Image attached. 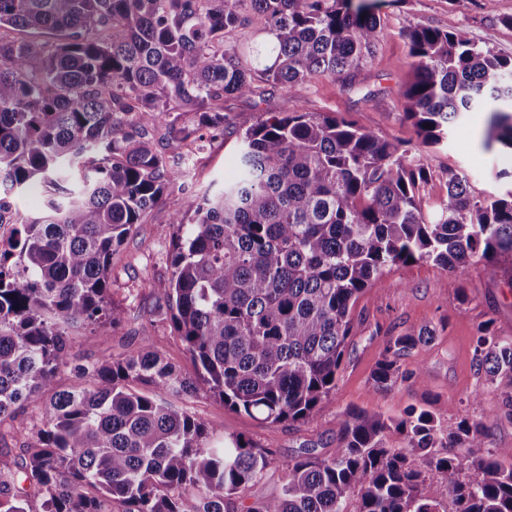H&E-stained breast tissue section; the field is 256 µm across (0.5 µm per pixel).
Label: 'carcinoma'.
<instances>
[{"label": "carcinoma", "mask_w": 512, "mask_h": 512, "mask_svg": "<svg viewBox=\"0 0 512 512\" xmlns=\"http://www.w3.org/2000/svg\"><path fill=\"white\" fill-rule=\"evenodd\" d=\"M251 25L259 38L227 40ZM2 29L51 36L0 37V420L51 394L22 464L42 512H447L422 492L428 471L452 512H512V447L463 463L459 449L487 448L489 435L468 417L442 427L448 408L434 403L397 423L402 448L386 445L387 421L347 411L334 453L288 460L281 496L246 505L239 493L270 452L168 399L200 381L250 416L305 420L336 388L359 295L388 269L477 258L493 274L512 258V189L477 195L450 168L444 197L426 208L421 194L433 176L422 148L447 142L467 112L487 113L484 149H512V57L465 28L409 27L410 146L294 103L320 76L353 81L376 53L386 32L371 0H0ZM278 92L281 111L245 129L225 107ZM219 137L237 141V176L172 214L168 291L151 310L195 377L145 344L56 389L70 328L124 322L112 252ZM35 187L45 209L26 216L14 201ZM433 336L392 337L374 385L425 384L401 360ZM475 352L488 382L507 381L512 420V340L484 324ZM11 491L0 478V512H29Z\"/></svg>", "instance_id": "cac0c4a2"}]
</instances>
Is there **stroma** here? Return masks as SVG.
<instances>
[{
	"instance_id": "35a3bbf8",
	"label": "stroma",
	"mask_w": 512,
	"mask_h": 512,
	"mask_svg": "<svg viewBox=\"0 0 512 512\" xmlns=\"http://www.w3.org/2000/svg\"><path fill=\"white\" fill-rule=\"evenodd\" d=\"M376 13L387 32L376 55L363 65L352 85L319 78L300 88L296 103L305 112H335L350 117L370 131L417 144L411 122L403 116L402 92L412 76V60L403 31L421 23L441 29L466 27L479 45L512 57V27L502 19L512 15V0H375ZM485 116L471 113L459 121L442 147L425 149L434 174L423 190L425 204L445 192V172H464L475 192L498 194L512 189V149L495 146L483 150L476 137ZM235 139L206 143L195 157V166L154 208L112 256L110 297L125 313L121 329L84 326L70 334L69 364L57 377V386L68 389L78 377L75 366L124 356L142 340L185 374H193L190 356L172 335L168 323L153 320L149 310L165 292L171 269L168 253L174 210L188 206L205 192L232 180L229 159L236 152ZM497 273L489 275L484 262L473 261L460 274L463 294L445 288L447 271L430 262L392 267L383 284L364 290L353 309L354 330L336 377V388L312 417L300 423L270 424L224 406L206 386L182 400L206 422L223 425L225 432L242 435L252 445L272 449L278 462L244 493L247 501L273 498L281 493L283 472L279 461L303 449L331 451L338 446L339 420L349 410H362L389 421L385 434L389 447L405 444L396 426L410 409L426 407L436 399L447 405L441 418L455 426L461 416L481 423L490 434V447H512V421L501 409L495 385L479 371L475 346L478 328L491 322L497 336L512 338V259L496 260ZM425 325L437 328L434 338L417 345L402 360L403 369L426 375L425 386H402L388 391L374 387L371 376L392 336ZM44 419L38 404L23 405L14 419L0 422V459L22 462L37 443L36 431Z\"/></svg>"
}]
</instances>
